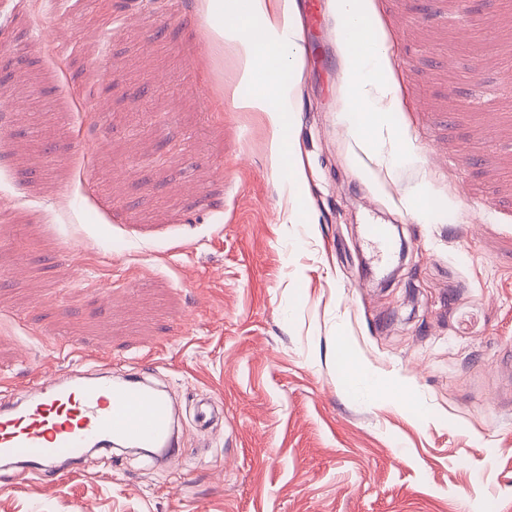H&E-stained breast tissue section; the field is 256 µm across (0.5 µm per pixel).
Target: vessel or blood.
<instances>
[{
	"instance_id": "vessel-or-blood-1",
	"label": "vessel or blood",
	"mask_w": 512,
	"mask_h": 512,
	"mask_svg": "<svg viewBox=\"0 0 512 512\" xmlns=\"http://www.w3.org/2000/svg\"><path fill=\"white\" fill-rule=\"evenodd\" d=\"M23 402L0 410V461L21 462L19 481L33 470H53L101 441L123 448H164L175 460L176 403L141 379L116 382L87 377L48 384L34 373Z\"/></svg>"
}]
</instances>
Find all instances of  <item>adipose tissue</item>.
Masks as SVG:
<instances>
[{
    "instance_id": "1",
    "label": "adipose tissue",
    "mask_w": 512,
    "mask_h": 512,
    "mask_svg": "<svg viewBox=\"0 0 512 512\" xmlns=\"http://www.w3.org/2000/svg\"><path fill=\"white\" fill-rule=\"evenodd\" d=\"M336 23L343 29L336 52L345 73L339 117L356 147L387 172L417 163L407 137L397 127L399 86L387 49V36L376 17L374 0H333ZM197 17L206 39V66L224 79V56L232 54L240 83L256 86L252 96L233 95L242 112H262L274 130L271 162L297 182L301 169L290 143L287 112L303 75V53L296 0H198Z\"/></svg>"
}]
</instances>
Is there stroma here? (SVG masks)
<instances>
[{
    "instance_id": "stroma-1",
    "label": "stroma",
    "mask_w": 512,
    "mask_h": 512,
    "mask_svg": "<svg viewBox=\"0 0 512 512\" xmlns=\"http://www.w3.org/2000/svg\"><path fill=\"white\" fill-rule=\"evenodd\" d=\"M297 3L291 189L232 64L204 76L197 0H0V383L98 351L181 401L173 471L0 463V512H512V5L375 0L419 157L390 176L348 152L330 0ZM368 224L400 227L391 272Z\"/></svg>"
}]
</instances>
